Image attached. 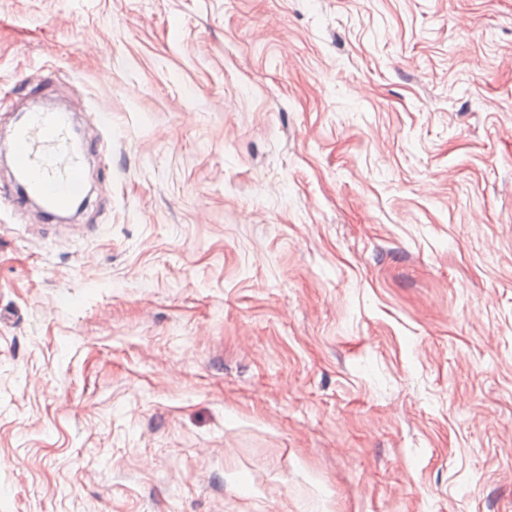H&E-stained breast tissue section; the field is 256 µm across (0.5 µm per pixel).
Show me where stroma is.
Listing matches in <instances>:
<instances>
[{"instance_id": "35a3bbf8", "label": "stroma", "mask_w": 512, "mask_h": 512, "mask_svg": "<svg viewBox=\"0 0 512 512\" xmlns=\"http://www.w3.org/2000/svg\"><path fill=\"white\" fill-rule=\"evenodd\" d=\"M58 99L0 512H512V0H0V131Z\"/></svg>"}]
</instances>
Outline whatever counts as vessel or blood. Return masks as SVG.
Masks as SVG:
<instances>
[{
	"instance_id": "vessel-or-blood-1",
	"label": "vessel or blood",
	"mask_w": 512,
	"mask_h": 512,
	"mask_svg": "<svg viewBox=\"0 0 512 512\" xmlns=\"http://www.w3.org/2000/svg\"><path fill=\"white\" fill-rule=\"evenodd\" d=\"M71 116L66 112L34 111L13 127L11 157L19 176L9 189L8 201L23 212L41 207L45 223L79 198L86 185L84 154L70 137Z\"/></svg>"
}]
</instances>
